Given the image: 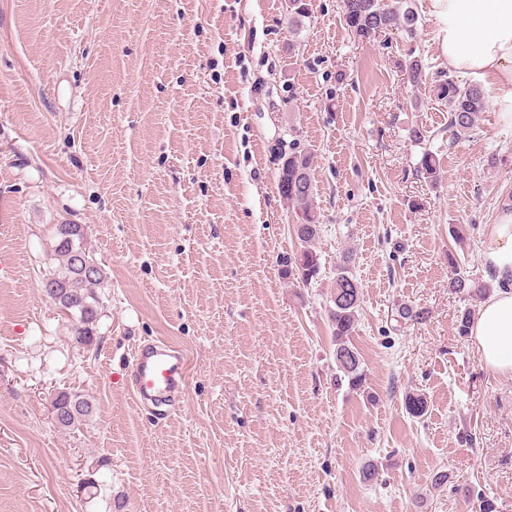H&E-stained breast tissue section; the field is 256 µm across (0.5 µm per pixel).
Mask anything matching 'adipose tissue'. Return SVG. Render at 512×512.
Here are the masks:
<instances>
[{"label": "adipose tissue", "instance_id": "adipose-tissue-1", "mask_svg": "<svg viewBox=\"0 0 512 512\" xmlns=\"http://www.w3.org/2000/svg\"><path fill=\"white\" fill-rule=\"evenodd\" d=\"M441 49L451 69L485 81L504 126L512 128V0H432ZM482 260L496 291L480 306L470 334L481 363L512 376V214L492 225Z\"/></svg>", "mask_w": 512, "mask_h": 512}]
</instances>
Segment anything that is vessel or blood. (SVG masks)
Returning a JSON list of instances; mask_svg holds the SVG:
<instances>
[{"label":"vessel or blood","instance_id":"b4317fda","mask_svg":"<svg viewBox=\"0 0 512 512\" xmlns=\"http://www.w3.org/2000/svg\"><path fill=\"white\" fill-rule=\"evenodd\" d=\"M188 361L183 352L157 339L135 347L128 367V385L139 408L168 417L186 383Z\"/></svg>","mask_w":512,"mask_h":512}]
</instances>
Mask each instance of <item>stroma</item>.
<instances>
[{
  "label": "stroma",
  "mask_w": 512,
  "mask_h": 512,
  "mask_svg": "<svg viewBox=\"0 0 512 512\" xmlns=\"http://www.w3.org/2000/svg\"><path fill=\"white\" fill-rule=\"evenodd\" d=\"M307 4L295 35L288 0H0V512H475L466 486L512 512V376L458 335L481 301L448 286L493 281L512 129L489 105L450 141L431 0H411L415 35L370 44L341 0ZM294 149L315 154L321 220L304 287L277 187ZM62 222L107 273L88 347L41 286ZM348 253L362 393L336 382L327 317ZM157 338L189 366L156 426L124 368ZM58 391L92 400L91 420L58 428Z\"/></svg>",
  "instance_id": "stroma-1"
}]
</instances>
